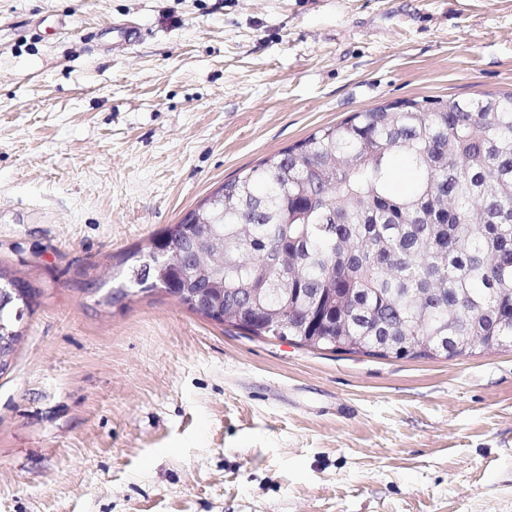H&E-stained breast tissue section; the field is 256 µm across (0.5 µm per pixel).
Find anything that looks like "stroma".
Listing matches in <instances>:
<instances>
[{
	"label": "stroma",
	"mask_w": 512,
	"mask_h": 512,
	"mask_svg": "<svg viewBox=\"0 0 512 512\" xmlns=\"http://www.w3.org/2000/svg\"><path fill=\"white\" fill-rule=\"evenodd\" d=\"M510 91L512 0H0V266L39 291L0 512H512L511 349L300 347L100 283L320 127Z\"/></svg>",
	"instance_id": "obj_1"
}]
</instances>
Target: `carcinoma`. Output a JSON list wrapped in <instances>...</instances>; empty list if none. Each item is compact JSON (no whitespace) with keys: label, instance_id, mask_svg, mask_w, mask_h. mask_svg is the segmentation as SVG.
Masks as SVG:
<instances>
[{"label":"carcinoma","instance_id":"1","mask_svg":"<svg viewBox=\"0 0 512 512\" xmlns=\"http://www.w3.org/2000/svg\"><path fill=\"white\" fill-rule=\"evenodd\" d=\"M320 127L224 182L190 236L106 297L201 291L224 324L303 347L397 359L512 347V92L406 98ZM413 182L395 186L393 161ZM32 306L0 322L21 342Z\"/></svg>","mask_w":512,"mask_h":512}]
</instances>
